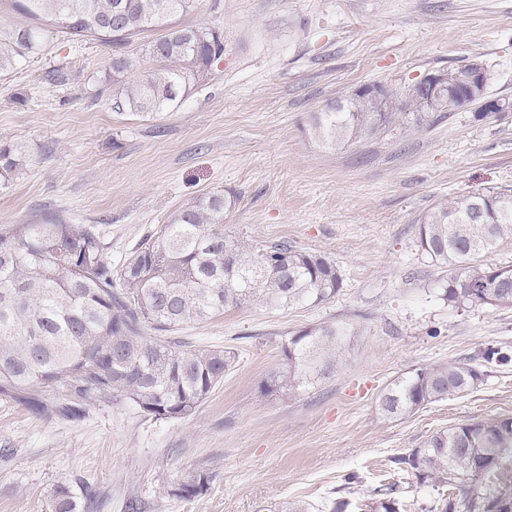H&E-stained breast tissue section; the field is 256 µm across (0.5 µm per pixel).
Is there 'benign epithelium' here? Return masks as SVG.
Instances as JSON below:
<instances>
[{
  "label": "benign epithelium",
  "mask_w": 512,
  "mask_h": 512,
  "mask_svg": "<svg viewBox=\"0 0 512 512\" xmlns=\"http://www.w3.org/2000/svg\"><path fill=\"white\" fill-rule=\"evenodd\" d=\"M487 82L486 67L474 60L460 66L451 76L444 71L428 73L408 86L404 95L417 112H435L440 108L452 110L464 105H474L476 111L488 115L512 112V100L487 96Z\"/></svg>",
  "instance_id": "7a95c632"
}]
</instances>
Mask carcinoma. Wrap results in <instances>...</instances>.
Returning <instances> with one entry per match:
<instances>
[{
    "instance_id": "obj_1",
    "label": "carcinoma",
    "mask_w": 512,
    "mask_h": 512,
    "mask_svg": "<svg viewBox=\"0 0 512 512\" xmlns=\"http://www.w3.org/2000/svg\"><path fill=\"white\" fill-rule=\"evenodd\" d=\"M14 9L55 27L74 41L94 39L118 48L155 26L166 33L144 51L162 69L131 74L125 54L112 55L101 87L112 88V111L150 115L177 106L224 58L217 26L179 27L173 19L196 10L198 0H12ZM36 27L0 33V69L39 53ZM389 91L390 110L376 111L368 99L348 95L310 117L313 135L329 144L380 137L390 128L418 129L435 114L401 104ZM21 143H0V190L24 169ZM232 198L216 191L170 214L142 240L117 270L105 256L94 224H67L47 217L41 224L0 228V397L46 411L49 395L78 403L126 399L156 418L185 419L235 368L238 354L194 348L142 336L144 327L170 332L229 307L254 304L282 309L319 304L340 290L342 276L328 255L298 250L281 241L258 250L224 235V212ZM418 247L448 271L439 298L448 306H512V265L483 257L512 240V188L463 196L427 210L417 219ZM124 288L117 292L114 283ZM345 330L335 323L300 330L282 342L284 367L263 385L267 394L311 386L336 369V348ZM468 362L420 367L390 382L379 399L386 417L405 418L420 407L460 395L483 379ZM484 458L492 469L512 459V417L457 424L430 436L393 463L419 481L457 479L469 512L494 509L502 499L481 486L474 470ZM209 478L192 475L171 489L176 497L203 493ZM397 483L374 489V512H399ZM54 512H77L70 486L52 493Z\"/></svg>"
}]
</instances>
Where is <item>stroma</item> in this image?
Returning a JSON list of instances; mask_svg holds the SVG:
<instances>
[{"label":"stroma","instance_id":"stroma-1","mask_svg":"<svg viewBox=\"0 0 512 512\" xmlns=\"http://www.w3.org/2000/svg\"><path fill=\"white\" fill-rule=\"evenodd\" d=\"M176 22L221 27L224 58L170 111L113 112L97 93L113 47L53 28L39 55L0 71V141L28 150L0 191V225H97L117 267L176 208L219 190L234 198L225 235L326 253L342 286L320 304L243 305L169 332L238 355L185 419L127 400L72 417L0 398V512H51L61 483L94 489L90 512H278L342 496L349 474L361 481L350 512H371V490L391 482L405 512H430L439 488L394 458L436 431L511 417L512 364H483L477 387L403 419L383 417L378 398L411 369L512 350V307L459 312L438 298L446 273L421 255L416 224L431 207L512 187V112L478 121L461 107L332 147L309 118L358 86L401 92L472 60L486 65L490 96L512 99V0H201ZM55 67L65 82L47 81ZM321 323L349 330L336 371L262 394L283 336ZM202 473L206 492L172 496Z\"/></svg>","mask_w":512,"mask_h":512}]
</instances>
